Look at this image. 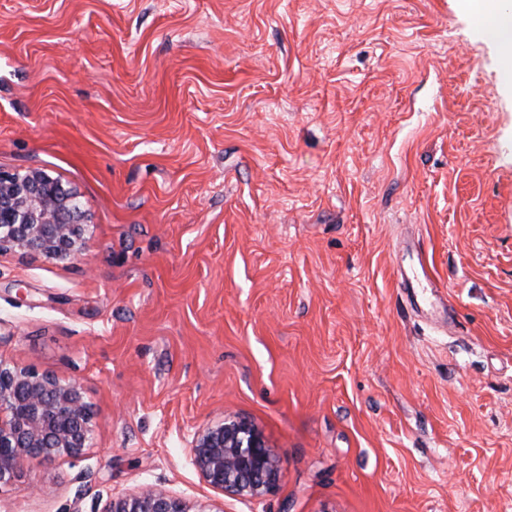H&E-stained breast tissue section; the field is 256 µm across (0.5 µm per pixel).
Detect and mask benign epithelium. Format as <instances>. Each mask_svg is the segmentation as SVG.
<instances>
[{
	"label": "benign epithelium",
	"mask_w": 512,
	"mask_h": 512,
	"mask_svg": "<svg viewBox=\"0 0 512 512\" xmlns=\"http://www.w3.org/2000/svg\"><path fill=\"white\" fill-rule=\"evenodd\" d=\"M82 213L75 197L41 172L0 169V250L18 247L59 260L78 258ZM94 412L80 386L53 373L0 361V485L12 482L30 456L48 462L89 447ZM192 462L224 494L260 498L278 482L280 467L258 430L223 420L197 433ZM103 512H191L163 488L112 499Z\"/></svg>",
	"instance_id": "obj_1"
}]
</instances>
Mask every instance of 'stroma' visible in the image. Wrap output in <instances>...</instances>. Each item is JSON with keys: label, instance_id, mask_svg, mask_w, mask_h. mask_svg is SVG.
Segmentation results:
<instances>
[{"label": "stroma", "instance_id": "obj_1", "mask_svg": "<svg viewBox=\"0 0 512 512\" xmlns=\"http://www.w3.org/2000/svg\"><path fill=\"white\" fill-rule=\"evenodd\" d=\"M477 17L0 0V169L73 191L87 247L0 251V360L96 414L0 512L155 486L219 512H512V85ZM228 417L279 461L263 498L191 462Z\"/></svg>", "mask_w": 512, "mask_h": 512}]
</instances>
